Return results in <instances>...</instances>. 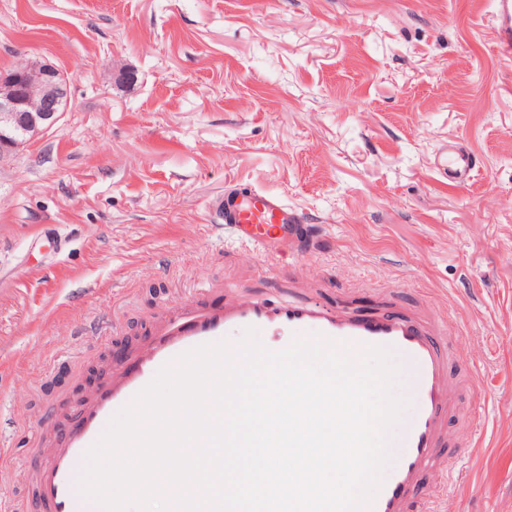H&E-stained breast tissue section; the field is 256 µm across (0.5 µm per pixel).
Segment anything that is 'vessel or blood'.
<instances>
[{
	"instance_id": "1",
	"label": "vessel or blood",
	"mask_w": 512,
	"mask_h": 512,
	"mask_svg": "<svg viewBox=\"0 0 512 512\" xmlns=\"http://www.w3.org/2000/svg\"><path fill=\"white\" fill-rule=\"evenodd\" d=\"M495 44L512 60V0H494ZM449 180L467 177L472 153L452 146L439 157ZM224 231L244 256L276 264L283 253L302 254L314 244L306 216L277 193L258 187H225L216 202ZM155 335L129 354L116 355L103 384L88 390L77 409L56 428V445L35 471L36 512H101L78 488L87 450L106 430L111 417L182 353L220 340L239 341L246 328L270 337V349L286 348L297 335L320 334L352 348L379 345L392 349L412 380L416 409L402 426L397 451L391 452L381 487L369 512H448V473L458 438L448 421L459 408L462 382L457 366L474 352L471 340L449 334L446 320L416 312L388 298L369 314L343 304L314 299L273 300L258 294L225 293L222 301L198 297L167 306Z\"/></svg>"
}]
</instances>
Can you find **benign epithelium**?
Wrapping results in <instances>:
<instances>
[{"mask_svg": "<svg viewBox=\"0 0 512 512\" xmlns=\"http://www.w3.org/2000/svg\"><path fill=\"white\" fill-rule=\"evenodd\" d=\"M67 77L25 58L0 71V160L51 129L65 111Z\"/></svg>", "mask_w": 512, "mask_h": 512, "instance_id": "7a95c632", "label": "benign epithelium"}]
</instances>
